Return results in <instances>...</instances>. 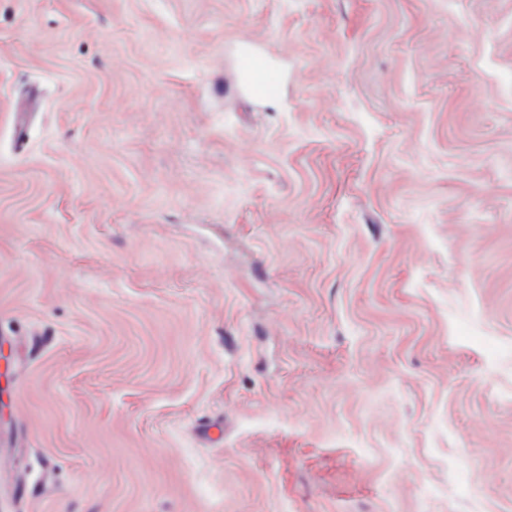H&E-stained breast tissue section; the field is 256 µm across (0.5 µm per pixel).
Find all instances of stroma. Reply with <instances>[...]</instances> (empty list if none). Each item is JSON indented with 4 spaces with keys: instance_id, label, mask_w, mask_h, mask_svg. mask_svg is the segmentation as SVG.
<instances>
[{
    "instance_id": "obj_1",
    "label": "stroma",
    "mask_w": 512,
    "mask_h": 512,
    "mask_svg": "<svg viewBox=\"0 0 512 512\" xmlns=\"http://www.w3.org/2000/svg\"><path fill=\"white\" fill-rule=\"evenodd\" d=\"M0 512H512V0H0Z\"/></svg>"
}]
</instances>
